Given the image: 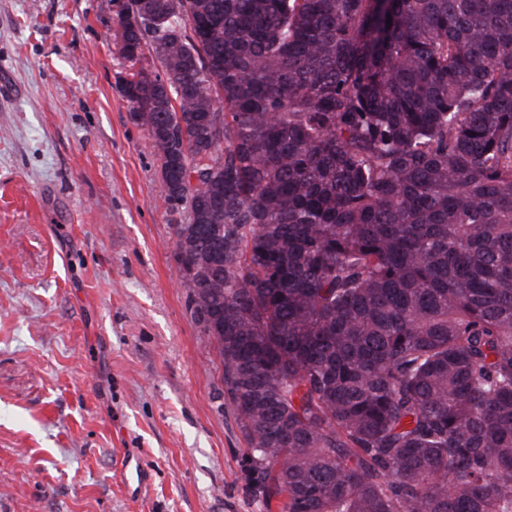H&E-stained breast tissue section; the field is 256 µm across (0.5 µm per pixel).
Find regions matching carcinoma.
I'll return each instance as SVG.
<instances>
[{
	"label": "carcinoma",
	"mask_w": 512,
	"mask_h": 512,
	"mask_svg": "<svg viewBox=\"0 0 512 512\" xmlns=\"http://www.w3.org/2000/svg\"><path fill=\"white\" fill-rule=\"evenodd\" d=\"M113 23L247 493L512 512V0H128Z\"/></svg>",
	"instance_id": "obj_1"
}]
</instances>
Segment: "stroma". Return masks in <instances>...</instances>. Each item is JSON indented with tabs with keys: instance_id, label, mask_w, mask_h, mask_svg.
Returning <instances> with one entry per match:
<instances>
[{
	"instance_id": "35a3bbf8",
	"label": "stroma",
	"mask_w": 512,
	"mask_h": 512,
	"mask_svg": "<svg viewBox=\"0 0 512 512\" xmlns=\"http://www.w3.org/2000/svg\"><path fill=\"white\" fill-rule=\"evenodd\" d=\"M113 0H0V512H263Z\"/></svg>"
}]
</instances>
